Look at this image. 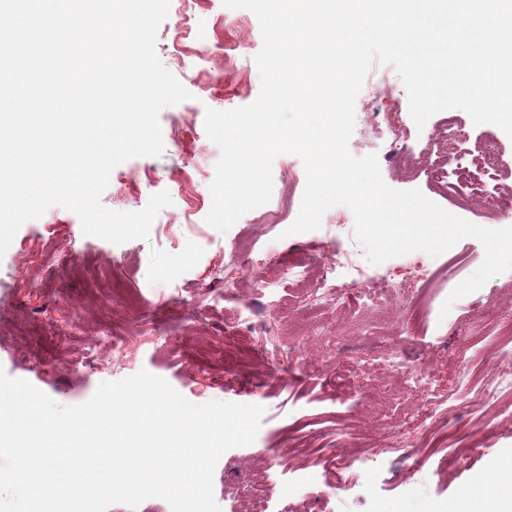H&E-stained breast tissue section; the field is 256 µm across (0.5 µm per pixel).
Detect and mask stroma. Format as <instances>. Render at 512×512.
Masks as SVG:
<instances>
[{"label":"stroma","instance_id":"35a3bbf8","mask_svg":"<svg viewBox=\"0 0 512 512\" xmlns=\"http://www.w3.org/2000/svg\"><path fill=\"white\" fill-rule=\"evenodd\" d=\"M261 46L251 11L227 9L222 0H171L156 51L191 97L161 111L162 154L118 164L101 202L137 212L166 191L172 203L158 213L148 239L121 245L85 235L78 216L58 206L23 224L0 257V369L62 406L84 403L101 383L143 370L196 405L261 406L254 442L228 450L216 465L214 497L222 512H239L246 484L262 491L269 512H453L490 479L492 461H512V399H486L457 386L460 357L478 360L487 350L473 337L512 318V271L454 301L444 316V301L479 268L484 248L466 238L433 258L442 275L430 293L429 326L418 335L398 315L377 333L375 309L324 302L308 310L300 296L318 285L315 265L335 268L340 250L363 266L368 259L346 206L328 210L319 229L304 233L287 236L283 225L271 222L283 210L296 219L300 210L305 184L292 175L304 165L293 154L275 159L267 204L226 232L208 225L220 149L206 135L205 111L257 99L254 57ZM382 95L408 100L395 69L376 62L355 101L351 154L377 155L388 186L420 190L456 216L497 228L493 202L457 208L436 182L430 162L443 113L404 139L407 168L392 163L390 138L367 115ZM454 116L471 138L492 142L503 167H512V138L502 129L473 125L460 109ZM340 214L346 223H337ZM243 261L247 271L225 280V268ZM274 261L310 267L294 280L284 271L272 273ZM329 334L346 336L350 363L394 346L429 371V397L445 402L450 429L438 448H423L421 437L413 436V450L425 452V463L410 459L395 472L373 468L359 472L351 489L338 486L339 456L397 443L399 416L418 395L382 366L370 369L366 386L355 373L338 377L336 357L323 343ZM277 338L316 357L317 372L295 376L284 366L270 376L263 351ZM116 340L126 348L113 349Z\"/></svg>","mask_w":512,"mask_h":512}]
</instances>
